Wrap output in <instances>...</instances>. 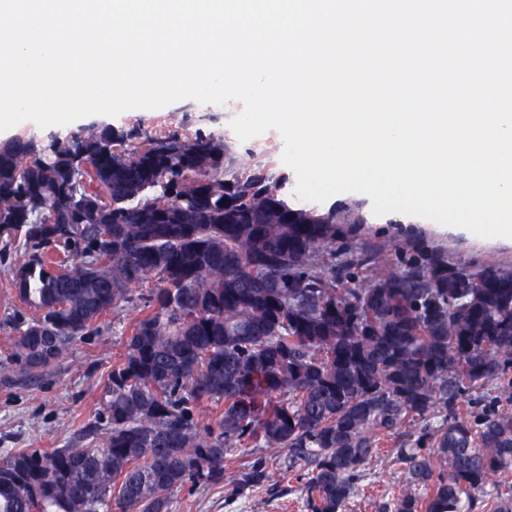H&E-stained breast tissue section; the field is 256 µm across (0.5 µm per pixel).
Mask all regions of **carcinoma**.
I'll return each instance as SVG.
<instances>
[{"label":"carcinoma","mask_w":512,"mask_h":512,"mask_svg":"<svg viewBox=\"0 0 512 512\" xmlns=\"http://www.w3.org/2000/svg\"><path fill=\"white\" fill-rule=\"evenodd\" d=\"M235 149L169 127L0 144V258L20 255L28 311L5 360L37 380L138 307L95 422L0 448V512H175L245 448L276 453L235 488L285 451L308 512L369 496L386 452L405 478L377 512H512V271L362 243L364 202L300 200L268 163L232 170Z\"/></svg>","instance_id":"1"}]
</instances>
